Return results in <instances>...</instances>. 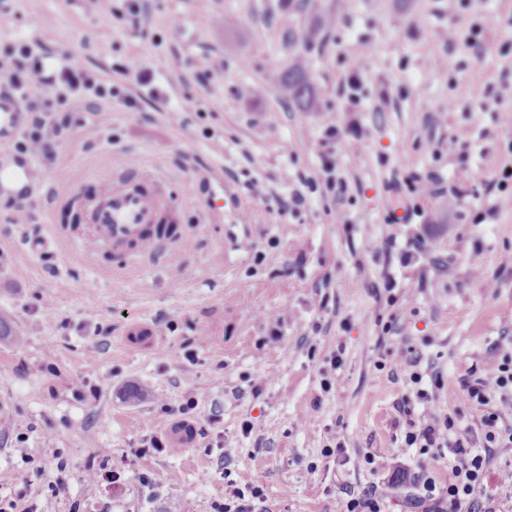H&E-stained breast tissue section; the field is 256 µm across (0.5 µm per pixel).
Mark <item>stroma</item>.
Listing matches in <instances>:
<instances>
[{"label": "stroma", "instance_id": "1", "mask_svg": "<svg viewBox=\"0 0 512 512\" xmlns=\"http://www.w3.org/2000/svg\"><path fill=\"white\" fill-rule=\"evenodd\" d=\"M126 6L112 0L101 16L85 0H8L0 25V45H41L46 71L73 55L122 85L121 66L147 67L162 95L136 112L95 99L76 107L25 207L0 200V318L26 338H0V497L49 512H214L227 484H259L264 512H346L351 495L389 482L385 512H410L413 478L445 488L448 459L406 446L398 403L413 400L418 416L456 411L479 430L460 379L512 349V189L491 185L512 159L501 115L512 107V59L498 52L512 41V0L455 13L448 0H141L136 31L117 18ZM474 21L482 44L449 43V29ZM298 57L309 63L304 108L274 81ZM216 58L223 81L201 83ZM353 69L355 104L340 92ZM330 123L363 131L338 147L348 185L339 198L310 149ZM97 170L168 180L186 235L177 261L108 247L73 255L84 228L70 224V202L101 192ZM429 171L434 196L389 189ZM297 190L306 205L295 216L286 204ZM491 205L497 216L477 221ZM406 207L410 223H386ZM340 212L349 223H337ZM34 237L47 250H30ZM142 323L155 343L131 342ZM435 372L443 389L415 402L412 374ZM189 398L193 416L159 409ZM181 426L191 438L179 453H147ZM91 462L120 482L86 483ZM60 464L70 495L54 500ZM510 472L512 447L492 449L476 493L488 512H512Z\"/></svg>", "mask_w": 512, "mask_h": 512}]
</instances>
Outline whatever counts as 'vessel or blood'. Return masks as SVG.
<instances>
[{"label":"vessel or blood","mask_w":512,"mask_h":512,"mask_svg":"<svg viewBox=\"0 0 512 512\" xmlns=\"http://www.w3.org/2000/svg\"><path fill=\"white\" fill-rule=\"evenodd\" d=\"M27 121V113L12 98L0 96V156L8 154ZM96 178L105 184L106 191L92 206L89 230L75 240L74 251L95 252L108 244L119 252L134 249L143 260L155 259L161 251L160 244L145 229L174 212L162 187L138 189L131 183L115 180L108 170L97 172ZM164 254L171 261L178 252L171 249Z\"/></svg>","instance_id":"1"}]
</instances>
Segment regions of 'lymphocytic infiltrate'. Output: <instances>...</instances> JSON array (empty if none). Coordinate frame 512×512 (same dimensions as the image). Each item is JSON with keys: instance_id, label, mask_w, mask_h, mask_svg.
Returning a JSON list of instances; mask_svg holds the SVG:
<instances>
[{"instance_id": "obj_1", "label": "lymphocytic infiltrate", "mask_w": 512, "mask_h": 512, "mask_svg": "<svg viewBox=\"0 0 512 512\" xmlns=\"http://www.w3.org/2000/svg\"><path fill=\"white\" fill-rule=\"evenodd\" d=\"M0 94L14 96L28 112V125L13 148L19 153L33 154L42 170L55 165L58 147L73 130V117L66 113V104L92 98L108 102L116 96L111 85L75 56L65 57L52 75H45L43 56L25 43L0 48ZM119 99L127 109L139 107L136 94ZM343 138L340 129L329 124L311 144L320 160L327 190L339 196L347 190L338 175L336 146ZM413 381L418 385L415 401L405 400L398 405L407 425L405 443L423 452L447 449L450 461L447 487L440 490L433 481L422 479V490L411 501L414 512H483L473 493L486 472L485 451L512 445V428L501 424L503 409H512V352L504 353L498 362L481 372H468L461 380L465 402L482 412V429L477 435L459 432L457 418L452 414L415 417L413 403L430 402L442 390L444 380L442 375L435 374L427 382L418 375Z\"/></svg>"}]
</instances>
